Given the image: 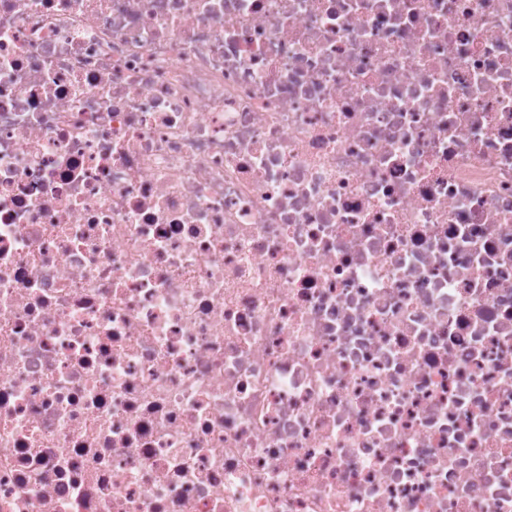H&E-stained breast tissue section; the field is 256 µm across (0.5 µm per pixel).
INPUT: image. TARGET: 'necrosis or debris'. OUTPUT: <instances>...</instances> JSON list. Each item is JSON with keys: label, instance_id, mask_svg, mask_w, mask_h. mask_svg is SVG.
I'll use <instances>...</instances> for the list:
<instances>
[{"label": "necrosis or debris", "instance_id": "obj_1", "mask_svg": "<svg viewBox=\"0 0 512 512\" xmlns=\"http://www.w3.org/2000/svg\"><path fill=\"white\" fill-rule=\"evenodd\" d=\"M0 512H512V0H0Z\"/></svg>", "mask_w": 512, "mask_h": 512}]
</instances>
